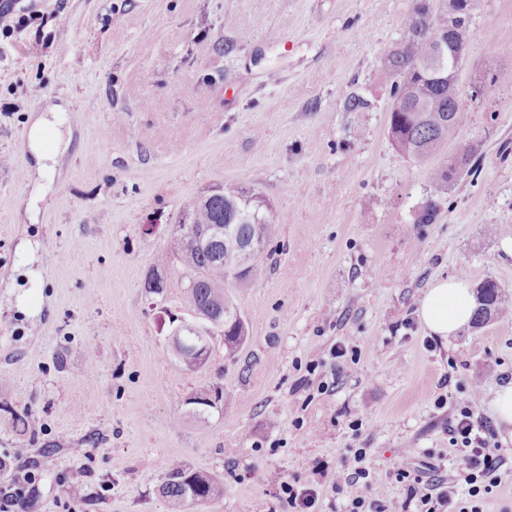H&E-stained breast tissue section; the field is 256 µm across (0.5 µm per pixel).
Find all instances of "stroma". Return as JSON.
<instances>
[{
  "label": "stroma",
  "mask_w": 512,
  "mask_h": 512,
  "mask_svg": "<svg viewBox=\"0 0 512 512\" xmlns=\"http://www.w3.org/2000/svg\"><path fill=\"white\" fill-rule=\"evenodd\" d=\"M410 7L0 0V487L34 472L25 512H167L159 487L175 460L224 481L221 502L186 512H283L281 485L295 481L343 512L349 494L331 485L360 448L377 501L400 503L397 454L451 476L453 409L494 420L495 392L512 383V321L433 340L417 306L455 277L495 280L512 301V0L472 12L459 136L479 160L430 224L417 221L430 167L391 142L381 64ZM484 80L493 93L472 98ZM353 93L369 108L346 111ZM46 112L64 122L44 137L43 172L29 132ZM229 184L270 204L273 254L264 277L229 291L248 329L237 358L218 336L189 371L172 321L194 316L168 241L184 199ZM154 268L161 297L144 289ZM213 384L222 401L196 415L188 398ZM494 441L505 464L483 508L505 512L512 436Z\"/></svg>",
  "instance_id": "obj_1"
}]
</instances>
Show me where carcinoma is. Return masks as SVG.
Listing matches in <instances>:
<instances>
[{
	"mask_svg": "<svg viewBox=\"0 0 512 512\" xmlns=\"http://www.w3.org/2000/svg\"><path fill=\"white\" fill-rule=\"evenodd\" d=\"M440 9L439 0H412L405 21V37L396 46L382 52L384 68L392 77L391 97L394 101L389 116V133L394 147L417 161L432 162L435 193H448V183L474 172L476 146L458 139L467 113L459 96L452 93L444 74L438 70H422L418 64L433 56L437 42L444 41L447 51L443 67L455 60L468 31L457 28L441 32L425 22L429 14ZM454 144L452 154L440 149ZM241 187H224L207 198L189 197L180 207L181 216H189L192 230L207 229L213 224H234L245 252L224 247V240L211 243L203 250L195 245L189 233L177 230L170 238V254L182 270V301L191 313L208 323L224 328V353L234 359L246 338L245 322L239 309L226 295L225 288L242 286L263 276L272 249L270 236L277 218L266 202ZM479 305L472 315L473 323L484 324L507 316L508 307L499 285L487 279L477 287ZM185 347L177 350L181 361L188 359L189 348L201 345L205 337L184 331ZM160 493L170 512H185L192 499L214 504L224 496V481L189 470L184 464H171Z\"/></svg>",
	"mask_w": 512,
	"mask_h": 512,
	"instance_id": "carcinoma-1",
	"label": "carcinoma"
}]
</instances>
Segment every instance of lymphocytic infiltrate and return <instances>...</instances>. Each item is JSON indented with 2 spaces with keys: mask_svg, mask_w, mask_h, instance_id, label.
Returning a JSON list of instances; mask_svg holds the SVG:
<instances>
[{
  "mask_svg": "<svg viewBox=\"0 0 512 512\" xmlns=\"http://www.w3.org/2000/svg\"><path fill=\"white\" fill-rule=\"evenodd\" d=\"M448 434L457 465L453 479L432 473H411L405 457H398L396 472L406 482L403 505L413 512H484L486 497L501 482L503 459L492 445L489 421L475 420L468 407L461 406L448 420ZM351 487L347 512H366L375 492L364 450H356L345 460L332 483L333 490Z\"/></svg>",
  "mask_w": 512,
  "mask_h": 512,
  "instance_id": "1",
  "label": "lymphocytic infiltrate"
}]
</instances>
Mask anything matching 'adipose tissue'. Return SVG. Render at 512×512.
I'll list each match as a JSON object with an SVG mask.
<instances>
[{
    "label": "adipose tissue",
    "mask_w": 512,
    "mask_h": 512,
    "mask_svg": "<svg viewBox=\"0 0 512 512\" xmlns=\"http://www.w3.org/2000/svg\"><path fill=\"white\" fill-rule=\"evenodd\" d=\"M473 305V294L466 280H439L424 294L418 314L432 335L445 339L467 324Z\"/></svg>",
    "instance_id": "1"
}]
</instances>
